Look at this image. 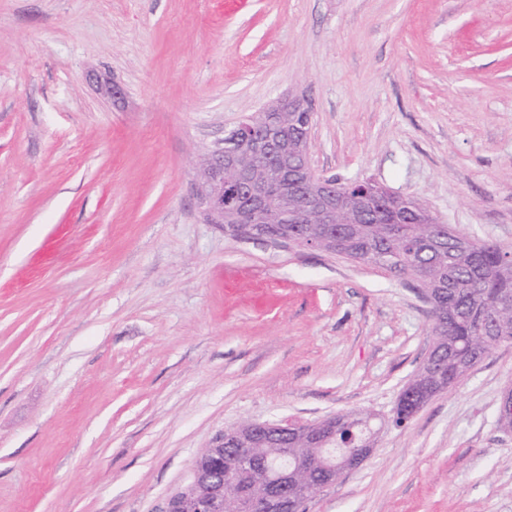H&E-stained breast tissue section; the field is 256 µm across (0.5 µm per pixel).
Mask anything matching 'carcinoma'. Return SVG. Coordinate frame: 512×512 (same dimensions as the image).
I'll list each match as a JSON object with an SVG mask.
<instances>
[{"mask_svg":"<svg viewBox=\"0 0 512 512\" xmlns=\"http://www.w3.org/2000/svg\"><path fill=\"white\" fill-rule=\"evenodd\" d=\"M336 241L329 250L377 266L419 288L441 284L447 298L436 305L431 335L439 352L411 377L413 382L456 376L463 367L481 361L495 347L512 343V256L490 242H470L466 248L446 224H392L382 203L371 206L364 224L350 223L341 210L334 217ZM372 415L342 414L336 426V447L353 452L373 434Z\"/></svg>","mask_w":512,"mask_h":512,"instance_id":"1","label":"carcinoma"}]
</instances>
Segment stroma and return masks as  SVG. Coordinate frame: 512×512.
Segmentation results:
<instances>
[{
  "instance_id": "obj_1",
  "label": "stroma",
  "mask_w": 512,
  "mask_h": 512,
  "mask_svg": "<svg viewBox=\"0 0 512 512\" xmlns=\"http://www.w3.org/2000/svg\"><path fill=\"white\" fill-rule=\"evenodd\" d=\"M291 91L316 173L512 252V0H0V512H163L225 429L348 411L307 512H512V344L395 426L415 283L205 223L199 156Z\"/></svg>"
}]
</instances>
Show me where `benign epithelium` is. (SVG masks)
Segmentation results:
<instances>
[{"mask_svg":"<svg viewBox=\"0 0 512 512\" xmlns=\"http://www.w3.org/2000/svg\"><path fill=\"white\" fill-rule=\"evenodd\" d=\"M290 112L308 111L305 100L288 95L270 103L256 114L243 116L234 127L235 140L211 150L196 171L194 188L200 208L210 224H269L276 208H288L293 198L290 223L308 224L314 219L330 223L336 213V188L332 179L316 174L307 158L311 145L310 131L288 136L280 122L282 106ZM277 164V177L259 176L269 160ZM267 241L281 247H309L308 239L299 236H269ZM279 448L283 465L278 475L254 465L253 444L258 435ZM231 438L229 446L219 439L217 447L207 450L212 465L195 470L187 485L172 494L165 512H224V499L231 496L237 512H293L295 493L311 499L336 484L345 473L359 468L373 452L372 445L346 457L336 452V423L276 424L244 422L224 431ZM300 435L320 444L336 466L299 488V476L310 472L311 465L296 464L288 448V438Z\"/></svg>","mask_w":512,"mask_h":512,"instance_id":"1","label":"benign epithelium"}]
</instances>
